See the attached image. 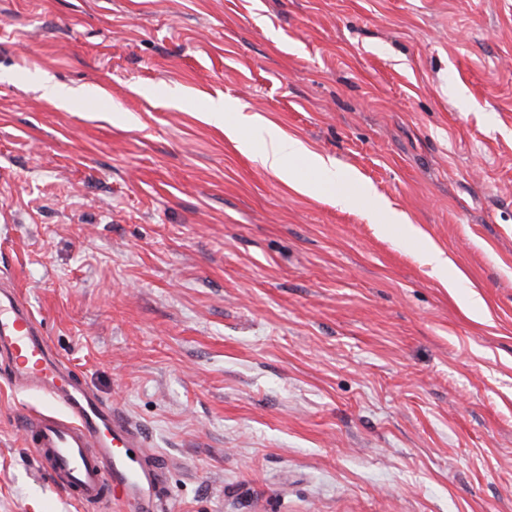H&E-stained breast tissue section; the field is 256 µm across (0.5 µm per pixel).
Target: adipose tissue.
Wrapping results in <instances>:
<instances>
[{
  "instance_id": "obj_1",
  "label": "adipose tissue",
  "mask_w": 512,
  "mask_h": 512,
  "mask_svg": "<svg viewBox=\"0 0 512 512\" xmlns=\"http://www.w3.org/2000/svg\"><path fill=\"white\" fill-rule=\"evenodd\" d=\"M224 132L229 137L237 139L240 148L246 151L252 150L254 144H261V164L301 193H311L313 185L296 180L293 176L295 160L309 161L311 167L322 175L324 180L333 181L337 178L336 166L331 159L311 153L301 141L286 136L266 121L247 117L239 125L225 124Z\"/></svg>"
}]
</instances>
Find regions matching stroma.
Segmentation results:
<instances>
[{
	"label": "stroma",
	"instance_id": "obj_1",
	"mask_svg": "<svg viewBox=\"0 0 512 512\" xmlns=\"http://www.w3.org/2000/svg\"><path fill=\"white\" fill-rule=\"evenodd\" d=\"M215 101L402 223L298 192ZM0 282L163 512H512V0H0ZM50 411L0 380V512H131L43 473ZM223 114L222 104H216L212 115L222 121ZM226 114L224 133L236 139L239 147L245 151H251L255 143H261V164L297 191L309 194L313 190L312 183L299 181L292 174L293 162L298 159L308 160L311 167L322 175L324 180L334 182L338 179L335 163L331 159L311 153L301 141L286 136L265 120L247 117L236 123H226ZM242 126L249 128V135L246 138L238 137V130Z\"/></svg>",
	"mask_w": 512,
	"mask_h": 512
}]
</instances>
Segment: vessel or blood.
<instances>
[{
  "instance_id": "b4317fda",
  "label": "vessel or blood",
  "mask_w": 512,
  "mask_h": 512,
  "mask_svg": "<svg viewBox=\"0 0 512 512\" xmlns=\"http://www.w3.org/2000/svg\"><path fill=\"white\" fill-rule=\"evenodd\" d=\"M0 356L9 362L11 388L35 391L57 408L25 426L46 472L81 504L111 497L136 512H156L145 494L155 488L159 469L136 425L53 354L27 301L8 287L0 289Z\"/></svg>"
}]
</instances>
